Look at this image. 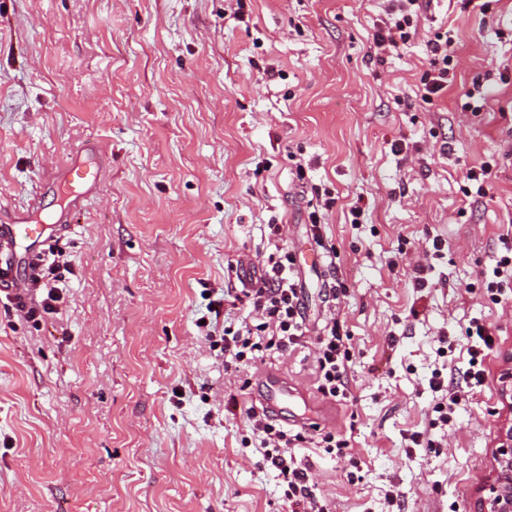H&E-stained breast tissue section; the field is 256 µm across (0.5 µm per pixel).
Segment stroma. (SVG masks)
<instances>
[{"instance_id":"35a3bbf8","label":"stroma","mask_w":512,"mask_h":512,"mask_svg":"<svg viewBox=\"0 0 512 512\" xmlns=\"http://www.w3.org/2000/svg\"><path fill=\"white\" fill-rule=\"evenodd\" d=\"M383 5L0 0V225L58 211L49 171L82 147L108 158L57 241V314L25 321L0 293V512H289L246 416L267 373L351 441L345 458L293 450L332 512H474L512 364V292L491 302L481 276L512 232V0H428L379 59ZM443 35L450 80L426 105ZM485 162L488 195L466 196ZM313 212L336 263L301 266L306 319L349 333L348 402L318 391L311 349L234 368L219 342L248 314L225 290L311 245ZM474 319L495 337L487 382L434 423L438 339L464 367ZM420 430L433 447H411ZM442 39L428 43V67L420 77L421 100L424 103H432L448 88L449 66L453 63L454 56L450 50L451 41Z\"/></svg>"}]
</instances>
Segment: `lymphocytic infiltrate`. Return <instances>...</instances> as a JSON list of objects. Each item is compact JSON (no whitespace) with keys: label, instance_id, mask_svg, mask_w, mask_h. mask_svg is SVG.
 I'll return each mask as SVG.
<instances>
[{"label":"lymphocytic infiltrate","instance_id":"lymphocytic-infiltrate-1","mask_svg":"<svg viewBox=\"0 0 512 512\" xmlns=\"http://www.w3.org/2000/svg\"><path fill=\"white\" fill-rule=\"evenodd\" d=\"M385 17L377 24L373 45L377 53L396 52L408 45L416 33L423 0H386ZM450 41H434L428 45V67L420 77L421 99L433 102L448 87L449 67L453 62ZM57 247H50L45 258L31 266L28 289L40 292V301L16 297L15 309L24 319L39 320L55 314L60 299L57 287L69 265ZM271 274L261 285L244 291L245 302L257 322L240 323L224 329V353L233 363L254 365L265 351L281 352L303 346L310 329L303 313L302 290L296 278L292 254L277 249L269 254ZM483 275L490 301H499L506 285L512 284V237L499 238V248L492 264ZM470 340L467 367L457 381L445 380L442 370H435L429 386L438 395L433 410L441 421H449L468 393L486 381L484 362L494 348L489 324L474 320L465 329ZM315 372L318 391L327 398L346 401L350 398L348 362L350 336L339 323L325 326L314 343ZM247 419L260 442L263 462L276 471L289 504L302 507L303 512H331L328 502L310 481L308 468L291 453L292 446L303 443L302 433H290L266 413L249 410Z\"/></svg>","mask_w":512,"mask_h":512}]
</instances>
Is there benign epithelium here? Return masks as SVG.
Here are the masks:
<instances>
[{"instance_id": "benign-epithelium-1", "label": "benign epithelium", "mask_w": 512, "mask_h": 512, "mask_svg": "<svg viewBox=\"0 0 512 512\" xmlns=\"http://www.w3.org/2000/svg\"><path fill=\"white\" fill-rule=\"evenodd\" d=\"M477 512H512V423L501 429L492 452V475L482 481Z\"/></svg>"}]
</instances>
